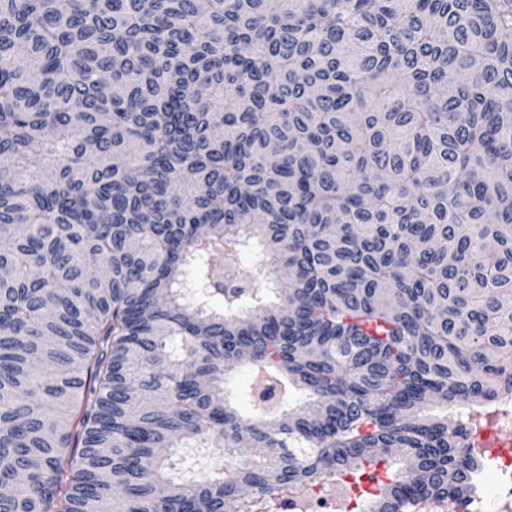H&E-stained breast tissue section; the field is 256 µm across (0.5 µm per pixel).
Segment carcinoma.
<instances>
[{"label": "carcinoma", "mask_w": 512, "mask_h": 512, "mask_svg": "<svg viewBox=\"0 0 512 512\" xmlns=\"http://www.w3.org/2000/svg\"><path fill=\"white\" fill-rule=\"evenodd\" d=\"M0 269V512L467 497L424 410L512 395V0H0ZM251 376V371L246 366L233 367L226 375V387L231 394V398L236 399L242 410H246L245 404L238 397L249 384ZM314 508L308 510L302 502V497L289 493L275 503L272 512H352L353 507L347 497L339 494L334 486L328 484H317L310 491Z\"/></svg>", "instance_id": "obj_1"}]
</instances>
